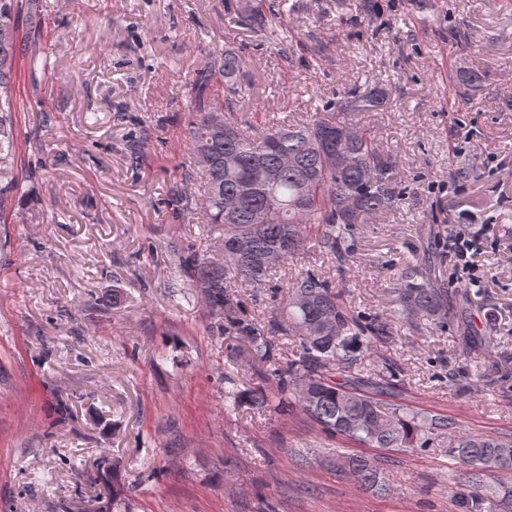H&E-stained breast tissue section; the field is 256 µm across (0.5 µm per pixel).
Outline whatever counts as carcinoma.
Returning <instances> with one entry per match:
<instances>
[{
    "label": "carcinoma",
    "instance_id": "cac0c4a2",
    "mask_svg": "<svg viewBox=\"0 0 512 512\" xmlns=\"http://www.w3.org/2000/svg\"><path fill=\"white\" fill-rule=\"evenodd\" d=\"M19 0H0V223H6L17 184L13 177L14 81L18 49ZM242 59L226 50L198 71L189 89L195 117L185 142L191 178L201 196L197 219L207 226L217 257L191 245L180 250V269L194 278L206 304L235 338L269 363L278 390L253 393L263 408L286 410L294 404L331 433L374 448H413L437 430L421 412L401 413L383 399L391 385L378 372L358 384L337 383L336 372L351 373L362 363L364 345L376 335L350 314L331 283L318 271L286 284L279 313L255 323L239 315L229 288L234 280L262 284L272 271L312 242L333 263L349 262L348 238L357 224L391 210L403 196L392 185L390 156L346 112L382 107L387 96L354 86L325 103L324 115L303 124L279 122L257 135L224 120L217 84L231 82ZM397 302L409 318L445 321L454 316L449 283L432 265L418 263L397 277ZM297 336L300 348L281 367L269 362L278 337ZM449 451L464 470L456 495L466 512H512V489L496 500L485 493L484 477L512 472V439L453 431ZM340 473L362 487H375L378 467L346 458Z\"/></svg>",
    "mask_w": 512,
    "mask_h": 512
}]
</instances>
